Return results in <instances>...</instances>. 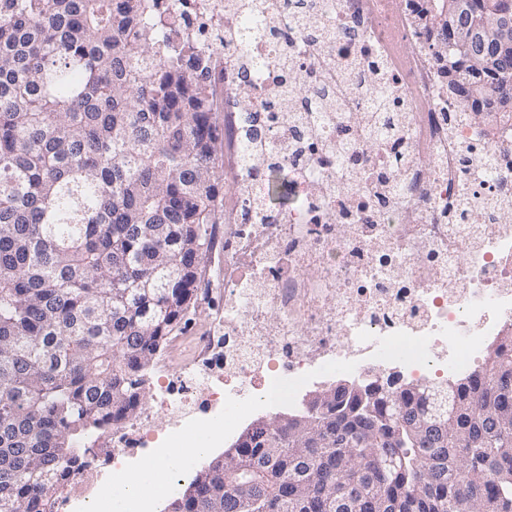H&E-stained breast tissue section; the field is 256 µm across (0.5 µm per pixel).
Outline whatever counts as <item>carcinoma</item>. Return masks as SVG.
Returning <instances> with one entry per match:
<instances>
[{"label":"carcinoma","mask_w":512,"mask_h":512,"mask_svg":"<svg viewBox=\"0 0 512 512\" xmlns=\"http://www.w3.org/2000/svg\"><path fill=\"white\" fill-rule=\"evenodd\" d=\"M512 0H442L463 112L512 113V41L472 61L486 16ZM211 62L158 0H0V512H54L70 476L136 415L147 371L189 322L224 206ZM268 193H289L274 175ZM331 397L283 428L227 449L259 478L194 472L172 512H512V335L448 385L451 413L427 427L435 393ZM340 431L363 435L336 447Z\"/></svg>","instance_id":"carcinoma-1"}]
</instances>
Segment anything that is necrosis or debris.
<instances>
[{"label": "necrosis or debris", "instance_id": "1", "mask_svg": "<svg viewBox=\"0 0 512 512\" xmlns=\"http://www.w3.org/2000/svg\"><path fill=\"white\" fill-rule=\"evenodd\" d=\"M208 48L224 91V369L182 388L224 399V434L311 382L394 366L469 374L512 332V113L459 111L440 0H307L330 40L285 7L243 45L240 0H160ZM261 57L266 70L250 71ZM387 95L381 138L369 100ZM292 201H266L269 171ZM150 417L112 432L109 471L89 464L62 512H111Z\"/></svg>", "mask_w": 512, "mask_h": 512}]
</instances>
